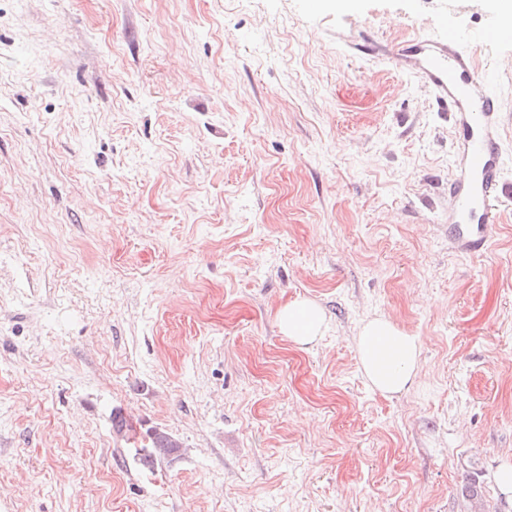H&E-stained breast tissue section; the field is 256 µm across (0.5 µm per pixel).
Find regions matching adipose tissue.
I'll list each match as a JSON object with an SVG mask.
<instances>
[{
  "label": "adipose tissue",
  "mask_w": 512,
  "mask_h": 512,
  "mask_svg": "<svg viewBox=\"0 0 512 512\" xmlns=\"http://www.w3.org/2000/svg\"><path fill=\"white\" fill-rule=\"evenodd\" d=\"M281 332L304 347L323 333L324 314L311 300H298L279 309ZM362 373L369 384L386 396L402 393L415 375L421 354L417 337L403 332L392 320L374 318L363 325L357 337Z\"/></svg>",
  "instance_id": "adipose-tissue-1"
}]
</instances>
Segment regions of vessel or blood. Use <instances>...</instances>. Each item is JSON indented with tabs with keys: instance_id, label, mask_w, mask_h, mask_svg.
I'll use <instances>...</instances> for the list:
<instances>
[{
	"instance_id": "obj_1",
	"label": "vessel or blood",
	"mask_w": 512,
	"mask_h": 512,
	"mask_svg": "<svg viewBox=\"0 0 512 512\" xmlns=\"http://www.w3.org/2000/svg\"><path fill=\"white\" fill-rule=\"evenodd\" d=\"M395 65L414 72L437 109L449 113L454 128L456 175L448 187V233L467 252L488 247L498 222L494 208L512 194L502 181V113L488 76L479 74L454 27L418 39L392 55Z\"/></svg>"
}]
</instances>
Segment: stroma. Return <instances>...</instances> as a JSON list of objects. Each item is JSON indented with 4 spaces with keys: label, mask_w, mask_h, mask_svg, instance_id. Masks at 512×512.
<instances>
[{
    "label": "stroma",
    "mask_w": 512,
    "mask_h": 512,
    "mask_svg": "<svg viewBox=\"0 0 512 512\" xmlns=\"http://www.w3.org/2000/svg\"><path fill=\"white\" fill-rule=\"evenodd\" d=\"M493 2L0 0V512H512V198L463 252L449 114L354 49L451 18L512 182ZM378 315L422 343L392 397ZM277 321L281 332L293 343L305 347L322 336L324 314L311 300H298L279 309ZM357 351L369 384L385 396H394L402 393L415 376L421 344L392 320L377 317L361 328ZM146 435L149 438V448L140 449V451L144 452V460L146 462H153L158 457H166L168 452L178 448L174 446L171 439V437H174L165 431L152 429L147 431Z\"/></svg>",
    "instance_id": "35a3bbf8"
}]
</instances>
